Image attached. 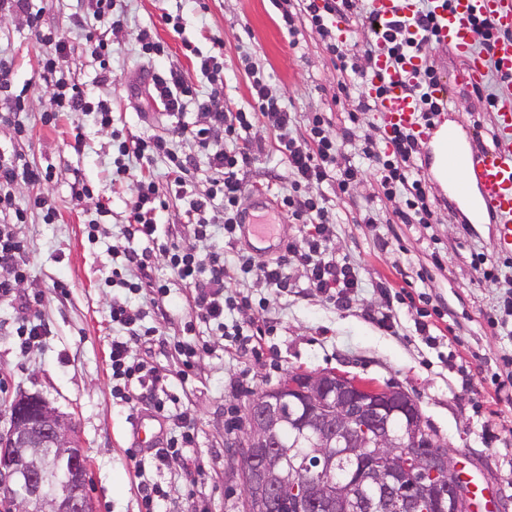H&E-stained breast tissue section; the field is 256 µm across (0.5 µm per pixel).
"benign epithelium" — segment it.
Returning <instances> with one entry per match:
<instances>
[{
	"instance_id": "benign-epithelium-1",
	"label": "benign epithelium",
	"mask_w": 512,
	"mask_h": 512,
	"mask_svg": "<svg viewBox=\"0 0 512 512\" xmlns=\"http://www.w3.org/2000/svg\"><path fill=\"white\" fill-rule=\"evenodd\" d=\"M0 512H95L88 457L71 417L35 394L0 404ZM233 459L245 512H468L465 485L446 480L452 448L426 429L417 402L395 386L337 372L292 373L252 408ZM308 442L286 461L280 434ZM359 468L335 482L336 459Z\"/></svg>"
}]
</instances>
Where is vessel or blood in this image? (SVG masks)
Returning a JSON list of instances; mask_svg holds the SVG:
<instances>
[{
	"mask_svg": "<svg viewBox=\"0 0 512 512\" xmlns=\"http://www.w3.org/2000/svg\"><path fill=\"white\" fill-rule=\"evenodd\" d=\"M436 20L435 48H448L457 53L462 67L454 82L468 86L480 85L486 66L482 55L474 51L477 33L473 19L486 18L496 30L504 32V39L495 46V60L502 76L512 80V0H430ZM416 0H371L373 35H380L395 21H405L414 38H421L415 26ZM424 58L415 54L407 57L396 68L378 59L379 72L387 76L388 88L377 102V110L386 129L401 128L412 131L417 138L426 139L437 131L436 125H424L419 120V101L407 88L421 76ZM494 128L497 142L494 148L475 146L460 149L454 133H447L445 151L447 167L461 168L466 183L457 190L459 200L471 205L479 214L492 218L499 245L512 250V102L502 101L494 110ZM251 234L263 244L281 246L285 240L281 224L269 221L250 224Z\"/></svg>",
	"mask_w": 512,
	"mask_h": 512,
	"instance_id": "vessel-or-blood-1",
	"label": "vessel or blood"
}]
</instances>
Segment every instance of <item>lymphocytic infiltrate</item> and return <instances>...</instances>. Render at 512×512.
<instances>
[{
  "label": "lymphocytic infiltrate",
  "instance_id": "obj_1",
  "mask_svg": "<svg viewBox=\"0 0 512 512\" xmlns=\"http://www.w3.org/2000/svg\"><path fill=\"white\" fill-rule=\"evenodd\" d=\"M15 8L29 13L30 23L38 31L39 41L49 44L53 51L44 66V74L56 90L59 111L94 113L101 129L111 131L117 149L116 173L134 179L136 190L126 204L128 222L124 234L130 238L158 241V249L170 269L194 292V304L206 322L222 331L231 350L239 351L250 345L253 339L266 335L269 323L265 317H255L247 324L227 323V312L239 304L250 303V296L240 295L229 274L230 267H237L246 277H252L261 287L283 292L288 288L293 265H302L307 273L308 285L328 299L347 301L351 290L358 288L357 270L349 262L338 259L332 247V222L329 200L325 194L301 196L296 192L301 183L335 186L337 194L349 193L363 174L364 167L375 171L378 196L392 200L395 196L405 199L404 209L398 210L397 218L404 224H434L438 214L418 174L415 155L418 142L414 133L396 129L365 139L361 149V164H354L345 152L346 137H328L320 115H313L305 133L290 134L291 116L279 97L272 93L267 81L255 73L253 66H246L251 74V95L254 101L251 111L232 112L224 107L221 90L215 89L204 98L174 68L161 69L151 77L156 98L169 116L182 115L187 103H195L202 123L176 127L177 135L192 139L197 147L207 151L213 172L211 187L206 194L193 199L188 210V222L193 226L194 241L186 245L172 239H159L158 224L167 208L168 196L180 195L193 160L178 155L168 140L155 135L126 136L112 128V108L106 100H93L76 85L59 77L60 61L69 55V39L65 32H42L41 17L30 13L29 0H13ZM95 28L85 26L84 19H76L77 27L85 31V51L98 60L103 79H111L109 59L111 49L103 38L102 29H117L124 23L123 15L114 11L116 0H89ZM363 0H272L280 11L281 19L289 33H296L298 25L315 29L326 48L337 60L345 81L368 78L375 69L373 43L344 45L337 43L336 32L329 27L330 17L340 15L363 20ZM417 24L422 30L421 42L408 39L403 23H395L384 35L391 65H398L406 53L422 51L431 42L436 26L430 11L419 12ZM267 119L277 132L276 150L287 165L292 193L281 196L280 205L295 220L303 224L301 236L286 242L274 258L259 261L253 256L237 255L234 263H227L223 245L214 239L213 228H224L225 238H234L242 215L241 202L248 191L246 174L260 160L262 142L249 140L248 132L258 119ZM224 139L235 142V149L211 151L213 141ZM165 157L169 162L171 180L167 188H159L145 175L135 174L133 167ZM47 170L20 161L19 157L0 152V268L5 275L0 278V302H7L16 312V332L25 344L41 343L47 334L43 322L29 314L30 299L20 289L29 274V251L14 231L15 225L26 223L28 209H40L46 222H53L55 213L48 207L46 197L38 195L30 201L29 208L20 207L10 191L11 186L24 182L41 185L48 182ZM113 284L122 286L133 294L157 298L166 296L165 283L157 276L150 254L135 250L124 252L119 268L112 271ZM113 325L120 327L119 336L110 344L109 361L114 385L112 390L125 403H141L152 413L164 415L165 399L147 391V383L157 382L147 363L132 357L133 345L139 343L164 344L165 338L155 328L143 326L140 311L129 302L113 298L110 309Z\"/></svg>",
  "mask_w": 512,
  "mask_h": 512
}]
</instances>
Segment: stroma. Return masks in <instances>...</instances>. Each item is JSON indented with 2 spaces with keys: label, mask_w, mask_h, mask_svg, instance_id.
Wrapping results in <instances>:
<instances>
[{
  "label": "stroma",
  "mask_w": 512,
  "mask_h": 512,
  "mask_svg": "<svg viewBox=\"0 0 512 512\" xmlns=\"http://www.w3.org/2000/svg\"><path fill=\"white\" fill-rule=\"evenodd\" d=\"M31 6L40 12L44 29L69 32L71 65L65 74L93 97L109 100L115 128L170 139L177 152L195 153L191 142L173 137L176 118L162 112L150 95L156 64L139 55L136 36L142 28L164 43L161 63L179 69L200 96L213 86L197 68V55L223 62L228 109L244 110L252 102L241 66L246 57L283 97L296 124L309 113H324L331 132L349 133L357 145L383 125L375 112L349 122L358 89H339L338 72L318 33L301 25L288 34L270 0H204L200 6L193 0H117L128 24L108 34L117 76L109 85L99 83V65L86 56L83 32L73 26L75 16L86 13L87 0H32ZM168 13L182 15V33L165 25ZM48 51L25 13L0 10V59L11 67L12 93H27L26 109L14 123L28 131L17 137L14 123L0 121V151L50 169V183L39 188L21 183L13 193L22 203L45 192L56 213L47 224L40 211H31L26 223L15 227L30 248L23 287L37 296L50 334L42 343L22 347L16 314L0 303V397L37 394L74 418L89 459L97 512H145L130 433L135 413L113 396L108 360L116 334L109 310L113 297L124 294L110 283L112 255L130 248L156 255L167 296L155 302L135 295L131 302L141 310L144 325L171 343L165 350L138 345L132 355L152 361L164 376L170 411L186 409L196 419L194 442L183 459L147 469L166 493L163 512H194L201 505L207 512H243L240 487L227 469L226 444L236 436L227 427V413L245 418L251 392L272 388L289 373L314 370L404 388L417 400L430 431L455 448L457 468L484 488L492 512H512V399L496 388L512 373V315L501 307L506 283L480 279L471 264L476 253L500 263L512 255L499 249L494 225L465 223L463 213L447 209L449 190L436 177L430 141H422L418 165L430 196L443 206L440 223H399L400 199L383 206L375 223H365L359 205L376 191L370 170L350 194L336 196L323 186L335 213L336 256L359 269L352 303L329 301L308 288L302 269H292L288 292L252 288L253 298H265L275 329L253 353L234 356L225 352L220 331L192 311L190 290L157 256L156 245L124 237L125 201L135 185L113 174L110 132L91 114L65 113L55 124L42 122L54 109L53 88L43 78ZM445 121L458 127L462 143L492 147V115L472 89H455ZM250 137L265 146L246 175L251 191L243 207L251 214L260 206L276 209L277 197L289 193L291 185L269 125L257 122ZM77 178L91 187V196L72 194ZM92 224L99 228L94 239L87 235ZM435 305L444 315L428 319L431 336L420 335L415 325ZM177 341L200 347L191 370L183 368L173 347Z\"/></svg>",
  "instance_id": "stroma-1"
}]
</instances>
